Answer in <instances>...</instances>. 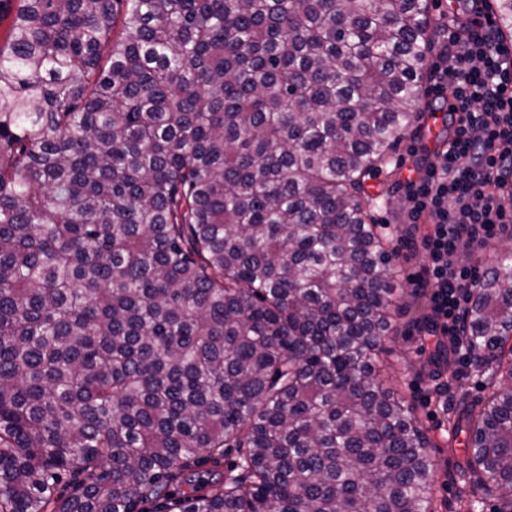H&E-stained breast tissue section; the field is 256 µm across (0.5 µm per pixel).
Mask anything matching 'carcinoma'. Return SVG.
<instances>
[{"label":"carcinoma","instance_id":"obj_1","mask_svg":"<svg viewBox=\"0 0 512 512\" xmlns=\"http://www.w3.org/2000/svg\"><path fill=\"white\" fill-rule=\"evenodd\" d=\"M436 25L428 0H20L0 512H434L435 444L376 373L402 293L365 203L428 111ZM511 335L493 266L462 336L493 385ZM451 412L471 494L512 512V385Z\"/></svg>","mask_w":512,"mask_h":512}]
</instances>
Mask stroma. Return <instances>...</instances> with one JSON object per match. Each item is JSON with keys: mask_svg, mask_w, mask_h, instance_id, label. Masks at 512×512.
<instances>
[{"mask_svg": "<svg viewBox=\"0 0 512 512\" xmlns=\"http://www.w3.org/2000/svg\"><path fill=\"white\" fill-rule=\"evenodd\" d=\"M441 129L442 123L438 120L412 128L399 141L391 164L373 172L367 181L373 197L369 212L375 223L383 225L397 254L396 263L405 291L402 311L395 320L394 332L385 344L386 350L381 354L377 368L384 386L405 400L412 408L420 429L435 444L432 454L437 470L431 487L435 512H463L461 495L469 481L459 467L465 459L466 436L454 430L449 411L439 408L433 401V389L441 380L449 383L458 398L478 403L484 401L489 393L487 373L475 365L463 367L455 362L437 380L421 366L435 340L425 335L423 327L430 315L429 295L413 283L426 263L423 250L415 247L414 241L427 232L429 222L424 219L417 224L410 223L398 193L401 180L419 174L421 158L410 155V145L420 148L429 145Z\"/></svg>", "mask_w": 512, "mask_h": 512, "instance_id": "1", "label": "stroma"}]
</instances>
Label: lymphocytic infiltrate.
Masks as SVG:
<instances>
[{"mask_svg":"<svg viewBox=\"0 0 512 512\" xmlns=\"http://www.w3.org/2000/svg\"><path fill=\"white\" fill-rule=\"evenodd\" d=\"M428 79L448 108V145L422 180L398 190L411 221L431 218L416 285L430 292L429 334L453 343L477 279L475 268L459 264L460 254L512 229V53L493 20L473 18L449 27Z\"/></svg>","mask_w":512,"mask_h":512,"instance_id":"1","label":"lymphocytic infiltrate"}]
</instances>
